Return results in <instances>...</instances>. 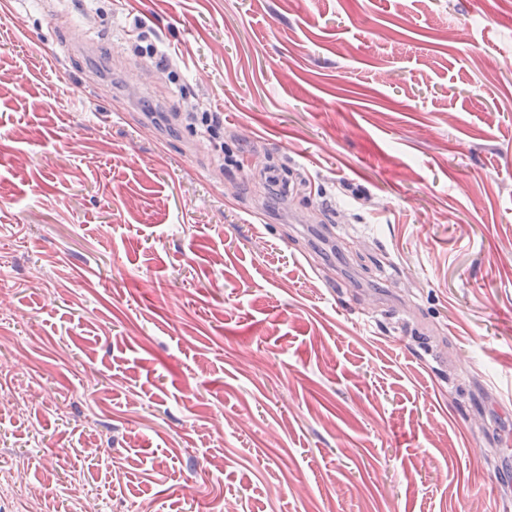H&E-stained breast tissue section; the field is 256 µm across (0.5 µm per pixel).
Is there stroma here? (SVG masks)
<instances>
[{
    "label": "stroma",
    "mask_w": 512,
    "mask_h": 512,
    "mask_svg": "<svg viewBox=\"0 0 512 512\" xmlns=\"http://www.w3.org/2000/svg\"><path fill=\"white\" fill-rule=\"evenodd\" d=\"M1 465L45 512H512V0H11Z\"/></svg>",
    "instance_id": "stroma-1"
}]
</instances>
